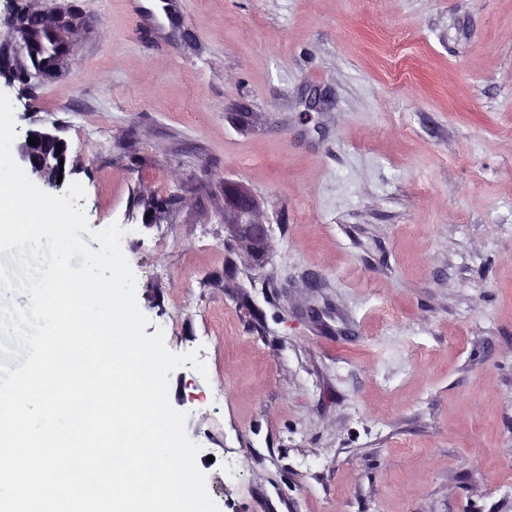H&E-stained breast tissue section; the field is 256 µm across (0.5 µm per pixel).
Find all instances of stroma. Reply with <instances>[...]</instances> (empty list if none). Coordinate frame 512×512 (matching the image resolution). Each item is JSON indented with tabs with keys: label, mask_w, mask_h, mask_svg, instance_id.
<instances>
[{
	"label": "stroma",
	"mask_w": 512,
	"mask_h": 512,
	"mask_svg": "<svg viewBox=\"0 0 512 512\" xmlns=\"http://www.w3.org/2000/svg\"><path fill=\"white\" fill-rule=\"evenodd\" d=\"M28 3L78 6V51L0 91L204 361L168 395L219 512H512V0ZM224 205V225L232 236L240 244H248L250 256L265 255L270 239L259 202L240 185L225 181Z\"/></svg>",
	"instance_id": "1"
}]
</instances>
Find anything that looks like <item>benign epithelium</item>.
I'll return each instance as SVG.
<instances>
[{
  "label": "benign epithelium",
  "instance_id": "1",
  "mask_svg": "<svg viewBox=\"0 0 512 512\" xmlns=\"http://www.w3.org/2000/svg\"><path fill=\"white\" fill-rule=\"evenodd\" d=\"M69 31H76L82 25L81 13L63 9L49 16ZM48 16L27 4L15 7L11 16L12 40L6 46L0 45V78L18 83L26 88L35 82L57 77L65 65L47 70L29 55L28 47L19 34L20 29L30 30L45 22ZM37 143L31 145L28 139ZM20 167L30 177L56 189L63 187L57 178H67L69 147L65 140L49 130L29 129L17 145ZM224 225L240 243H246L250 256L261 257L268 251L270 239L268 229L262 220L259 202L238 184L224 182Z\"/></svg>",
  "mask_w": 512,
  "mask_h": 512
}]
</instances>
